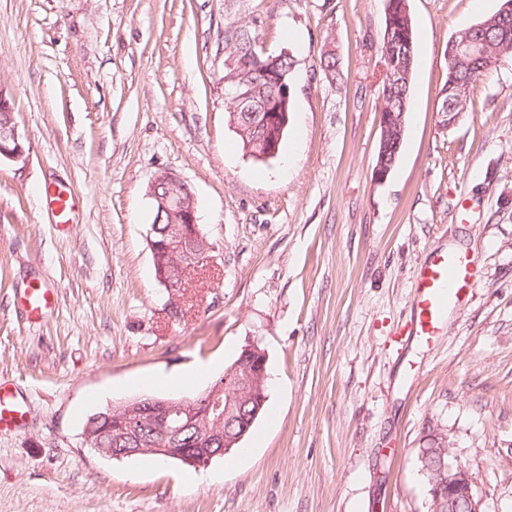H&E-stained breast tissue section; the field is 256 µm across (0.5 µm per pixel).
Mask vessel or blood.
<instances>
[{"mask_svg": "<svg viewBox=\"0 0 512 512\" xmlns=\"http://www.w3.org/2000/svg\"><path fill=\"white\" fill-rule=\"evenodd\" d=\"M474 279L467 251L457 248L427 258L419 268L413 290L414 315L400 334L401 342L436 345L449 309L459 305Z\"/></svg>", "mask_w": 512, "mask_h": 512, "instance_id": "1", "label": "vessel or blood"}]
</instances>
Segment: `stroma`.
I'll return each mask as SVG.
<instances>
[{"label":"stroma","instance_id":"35a3bbf8","mask_svg":"<svg viewBox=\"0 0 512 512\" xmlns=\"http://www.w3.org/2000/svg\"><path fill=\"white\" fill-rule=\"evenodd\" d=\"M502 3L410 0L419 63L379 182L384 0H0V85L30 149L0 164V385L27 410L0 430V512H428L418 451L437 436L482 512H512V61L455 126L439 112L449 40ZM244 19L297 60L265 162L227 122L224 26ZM161 170L194 191L210 245L181 298L148 245ZM62 189L78 223L48 208ZM453 248L477 283L436 347L397 344L422 262ZM35 285L54 298L38 318ZM252 342L268 402L239 448L194 469L83 444L137 381L213 363L151 389L197 396Z\"/></svg>","mask_w":512,"mask_h":512}]
</instances>
